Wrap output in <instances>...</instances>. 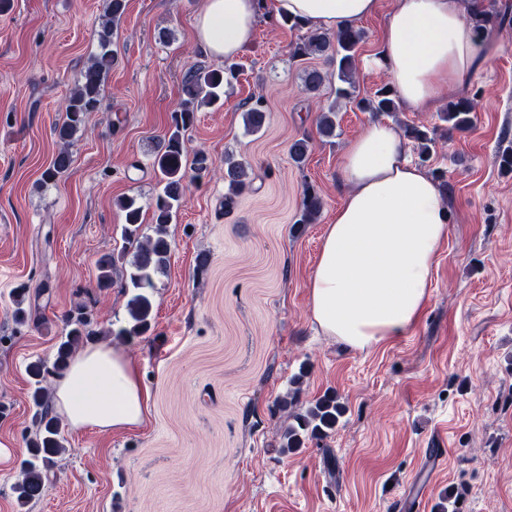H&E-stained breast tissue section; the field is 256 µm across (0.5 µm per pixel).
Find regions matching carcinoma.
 Instances as JSON below:
<instances>
[{"label":"carcinoma","mask_w":512,"mask_h":512,"mask_svg":"<svg viewBox=\"0 0 512 512\" xmlns=\"http://www.w3.org/2000/svg\"><path fill=\"white\" fill-rule=\"evenodd\" d=\"M125 11L126 0H106L105 22L102 23V29L98 34L100 52L90 59L81 72V79L67 98L65 120L55 128L62 147L43 173V180L46 182L70 168V142L81 130L86 114L98 110L102 105L104 80L115 62V54L111 49L112 31L121 21ZM364 39L365 32L354 27H348L335 34L313 32L295 43L292 56L320 55L331 66V69L325 71L316 67L303 70L302 81L309 94H320L323 86L334 80L337 97L355 102L364 112L376 115L390 114L398 108L390 88L383 87L371 97H358L354 73L357 53ZM235 68L234 63L220 70L194 66L184 76V98L172 116L171 131L167 139L159 143L155 157L161 178L160 190L154 202L153 235L143 242L139 240L141 207L137 206L132 198L120 201L125 221L123 243L136 246L132 260L129 261V269L123 273L122 285L125 288L139 290L132 299L129 311L130 327L121 330V336H140L151 327V305L143 290L154 286V275L164 271L169 263L171 241L168 238L167 226L181 205L187 182L209 173L211 169L209 157L203 151L193 154L190 165L183 164L186 152L183 132L193 125L195 112L200 104L211 105L220 101L224 75L234 72ZM474 118V103L467 99L448 101L440 116L441 121L448 123V130L458 132L468 129ZM244 121L248 129L258 131L265 124L266 113L256 105L244 112ZM318 131L323 137L335 135V107L330 106L319 115ZM437 131L436 127L429 130L408 125L404 128L405 136L420 144V155L423 158L430 155L431 145L436 142ZM226 164V200L230 202L243 188L246 171L243 163L231 157L226 158ZM321 207L320 196L311 189L306 190L299 223H313ZM97 266V286L103 289L112 287L117 271L115 252L102 255L97 261ZM95 335L97 332L93 328L90 313L85 307L79 306L65 316L64 336L57 345L52 368H47L45 362L40 359L26 366V374L31 383L30 397L36 408L34 422L39 433L27 443L29 458L22 460L20 479L13 486L16 502L20 507L42 494L53 457L64 450L60 423L57 417L51 414L49 391L43 385L46 375L62 376L68 370L74 352ZM343 412L344 407L338 402L336 395L324 394L305 411L293 414V422L281 434V448L287 452L295 451L303 446L305 440L327 435Z\"/></svg>","instance_id":"1"}]
</instances>
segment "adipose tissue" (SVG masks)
Here are the masks:
<instances>
[{
  "label": "adipose tissue",
  "mask_w": 512,
  "mask_h": 512,
  "mask_svg": "<svg viewBox=\"0 0 512 512\" xmlns=\"http://www.w3.org/2000/svg\"><path fill=\"white\" fill-rule=\"evenodd\" d=\"M474 5L394 0L373 64L385 71L404 109L438 104L494 62L501 47L476 32ZM265 9L277 20L336 32L374 15L378 0H203L195 23L199 50L234 60L252 44ZM340 178L345 192L308 283L309 311L324 335L370 350L419 320L449 213L437 183L408 159L403 135L389 122H373L347 141ZM55 399L70 429L122 430L142 423L149 393L123 353L90 346L56 379Z\"/></svg>",
  "instance_id": "adipose-tissue-1"
}]
</instances>
